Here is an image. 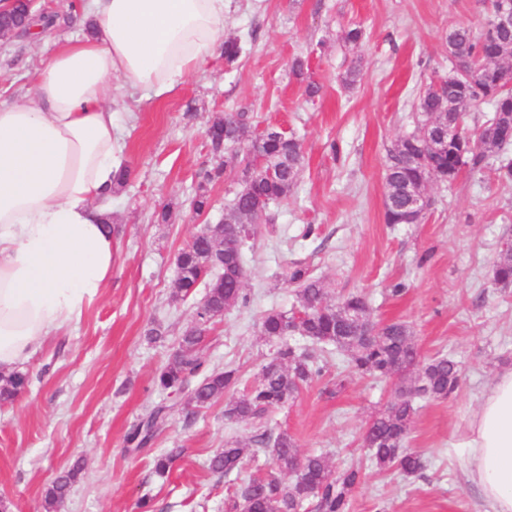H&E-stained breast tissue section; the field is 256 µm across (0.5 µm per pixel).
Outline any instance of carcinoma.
<instances>
[{"label":"carcinoma","mask_w":512,"mask_h":512,"mask_svg":"<svg viewBox=\"0 0 512 512\" xmlns=\"http://www.w3.org/2000/svg\"><path fill=\"white\" fill-rule=\"evenodd\" d=\"M495 7L496 0H490L489 16L478 30L462 25L448 30L449 75L430 83L419 96V109L432 124L417 126L388 153V224H418L423 218L407 208L408 199L401 192L407 184L425 189L434 180L451 183L464 167L479 169L487 159L495 161L497 180L512 183V159L506 152L512 145V28L492 23ZM28 23L23 0H16L11 10L0 14V26L4 28ZM480 102L491 106V115L470 132L466 121ZM452 125L460 128V134L448 139V148L433 150L432 133L446 131ZM209 132L214 154L224 155L216 171H237L240 189L235 193L230 216L194 238L176 257L175 297L190 296L204 280L207 292L177 349L154 377L158 388L186 393L187 405L193 407L214 402L238 380L237 369L228 367L212 371L189 386L191 378L201 372L200 347L210 325L224 312L248 302L242 285L246 270L239 262L246 241L256 234L258 225L272 220L270 205L288 200L302 163L300 145L294 137L275 128L258 135L244 112L215 117ZM493 274L501 289L512 287L511 241L500 251ZM283 279L296 290L297 309L290 314L274 309L264 314L261 332L279 340L280 346L263 366L259 382L227 401L224 417L256 426L260 430L256 443L269 449L278 470L291 474L293 479L284 482L273 473L250 478L230 499L231 512H349L352 493L362 481V470L350 467L334 471L323 455L301 457L288 432H276L269 425L270 412L294 399L304 385L324 372L322 354L315 350L300 353L286 336H305L323 350L334 348L346 354L348 366L355 373L398 379L393 398L372 417L363 435L368 459L380 471L396 470L407 476L422 472V457L404 447L417 412L415 402L448 398L458 389L460 369L445 356L420 361L411 328L404 322H378L377 335H364V324L372 321L366 299L352 294L335 304L325 301L322 282L307 267L294 263L283 272ZM27 386L26 374L18 370L0 372V403L16 400ZM164 419L165 408L154 409L127 439L136 441L138 448L148 444ZM247 452L238 442L227 441L210 458L209 468L215 473L236 471ZM81 470L77 462L54 479L44 497V512H63Z\"/></svg>","instance_id":"1"}]
</instances>
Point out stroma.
<instances>
[{"label":"stroma","instance_id":"35a3bbf8","mask_svg":"<svg viewBox=\"0 0 512 512\" xmlns=\"http://www.w3.org/2000/svg\"><path fill=\"white\" fill-rule=\"evenodd\" d=\"M71 2L37 0L36 9L66 24L41 39L0 42V102L23 98L41 61L84 36ZM486 13L485 0H227L224 36L245 47L234 68L216 53L160 98L118 85L114 125L134 176L112 199L120 227L112 280L66 335L24 364L29 391L0 405V500L9 512H39L48 485L76 462L82 471L65 512H140L144 497L155 512H225L245 479L273 471L268 450L253 447L254 429L225 419L224 399L193 408L153 383L206 293L173 301L176 256L203 225L223 221L238 188L230 171L203 183L217 164L206 131L238 111L255 131L274 126L296 137L304 159L287 201L272 205V223L244 249L249 303L214 322L200 349L203 372L237 368L234 397L260 379L278 348L262 336L261 318L292 310L295 290L281 274L307 266L328 300L364 295L374 320L407 323L421 357H451L462 377L448 399L416 403L406 448L424 461L417 476L369 465L363 433L395 383L348 372L342 355L329 356L323 377L272 413L273 427L288 431L300 455H324L335 469L362 466L351 512H483L463 478L459 442L481 394L512 368V288L493 282L512 236V183L463 170L454 184L429 185L421 223L391 225L385 168L389 150L417 125L420 91L448 73L449 27L479 24ZM354 26L362 40L345 43ZM354 64L360 74L348 87ZM201 183L210 207L198 214L191 200ZM165 208L170 219L158 222ZM399 283L405 293L392 295ZM153 328L162 339L149 340ZM158 406L162 429L134 449L128 433ZM229 439L251 453L241 472L222 476L209 460ZM172 448L181 457L156 473V458Z\"/></svg>","mask_w":512,"mask_h":512}]
</instances>
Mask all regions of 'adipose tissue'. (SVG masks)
Listing matches in <instances>:
<instances>
[{
  "mask_svg": "<svg viewBox=\"0 0 512 512\" xmlns=\"http://www.w3.org/2000/svg\"><path fill=\"white\" fill-rule=\"evenodd\" d=\"M226 0H86L91 36L44 60L0 103V368L66 333L112 278L115 83L172 92L213 57ZM486 512H512V368L481 395L462 441Z\"/></svg>",
  "mask_w": 512,
  "mask_h": 512,
  "instance_id": "1",
  "label": "adipose tissue"
}]
</instances>
